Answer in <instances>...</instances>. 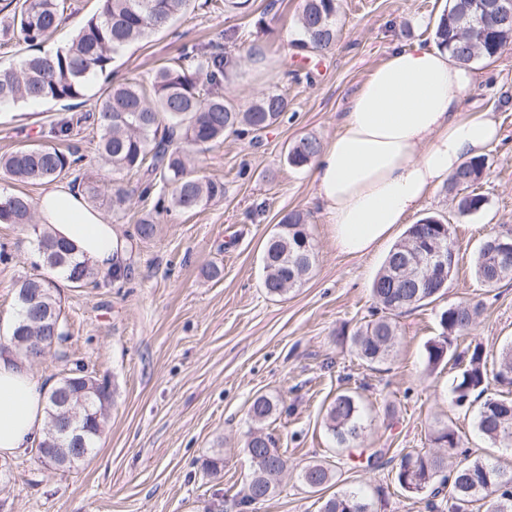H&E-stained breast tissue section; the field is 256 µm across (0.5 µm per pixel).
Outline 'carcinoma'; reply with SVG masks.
Segmentation results:
<instances>
[{"instance_id": "obj_1", "label": "carcinoma", "mask_w": 512, "mask_h": 512, "mask_svg": "<svg viewBox=\"0 0 512 512\" xmlns=\"http://www.w3.org/2000/svg\"><path fill=\"white\" fill-rule=\"evenodd\" d=\"M98 7L85 24L63 47L53 52L41 50L49 34L61 25L68 0H22L0 30L17 35L31 53L14 69L0 70V107L26 103H54L66 116L50 129L49 136L65 141L74 130L93 125L100 130L97 157L113 174L110 188L93 182L82 187L88 202L104 207L107 216L119 219L130 209L133 197L153 199L150 215L136 224L142 239L156 232L158 216L173 209L192 211L204 203L224 197V183L204 178L192 168L193 156L224 142V138L249 137L258 142L262 134L281 123L288 101L281 93H266L246 109L236 106L225 94L235 59L217 42L185 44L180 55L152 71L142 82L113 79V63L127 46L144 41L168 29L195 6L196 0H97ZM495 0H447L433 36L436 45L448 52L449 60L471 66L500 54L512 43V25L502 26L486 13ZM337 0H302L297 17L298 38L294 45L302 50L322 52L336 41ZM104 78L94 108L73 111L74 102L89 100L95 80ZM321 141L306 135L291 143L286 159L290 166L302 168L318 156ZM84 160L73 150L56 145L23 144L0 156V170L11 179L26 184H42L71 175ZM487 169V159L464 162L449 178L445 191L456 213L471 216L481 212L487 200L477 192ZM128 174L140 176L136 188L121 186ZM0 224H20L37 244L51 246L39 252L42 265L51 273L64 275L73 288L94 283L95 268L77 259L72 248L50 235L37 223L34 207L25 194L0 201ZM432 237L421 249L436 244L453 247V225L445 218L428 216L410 225L395 243L371 285V294L381 315L359 326L350 342L359 360L369 367L385 362L398 336L397 317L402 313L436 301L448 288L443 279L427 288H401L393 284L395 266L416 259L413 243L420 234ZM497 235L481 245L475 274L487 287L512 280V266L494 271L484 261L485 248ZM316 248L299 211L285 214L269 235L262 252L267 295L280 297L300 287L313 272ZM16 300L30 302L38 309L22 334L10 325V342L25 360L41 352L58 349L67 340L61 297L51 277L23 278L16 283ZM483 310L482 304L462 301L439 314L438 339L426 346V370L453 364L458 368L451 384V402L463 407L471 396L482 399L476 413L479 434L494 445L512 448V398L491 392V386H512V345L493 357L475 344L469 357L451 350L453 338L469 333ZM84 367L78 365L63 374L47 393L48 422L44 438L37 443L39 456L53 455L63 463L71 455L72 439L83 441L84 463L94 455L106 420L111 398L107 383L102 393L85 390ZM280 401L258 394L253 397L248 421L253 427L245 433L244 450L251 472L237 505L248 507L273 496L288 469V460L272 433L260 425L282 413ZM73 420L76 434L62 435L61 424ZM323 422L339 448L357 446L365 429L358 397L339 392L327 405ZM432 449L406 453L394 471V481L408 495L425 501L429 512H512V473L487 458L463 459L451 466L448 455L459 448L455 429L443 424L431 430ZM303 484L315 491L336 482L335 466L324 461L306 465ZM321 512H376L374 505L355 491H339L322 504Z\"/></svg>"}]
</instances>
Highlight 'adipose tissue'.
<instances>
[{
	"label": "adipose tissue",
	"mask_w": 512,
	"mask_h": 512,
	"mask_svg": "<svg viewBox=\"0 0 512 512\" xmlns=\"http://www.w3.org/2000/svg\"><path fill=\"white\" fill-rule=\"evenodd\" d=\"M479 81L474 67L425 42L394 43L368 74L316 159V195L340 254L373 253L461 163L491 149L499 138L493 113L461 109ZM38 216L102 271L129 254L128 239L71 187L46 186ZM46 421L44 388L10 344L0 345V456L41 440Z\"/></svg>",
	"instance_id": "1"
}]
</instances>
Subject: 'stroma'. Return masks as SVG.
<instances>
[{"mask_svg": "<svg viewBox=\"0 0 512 512\" xmlns=\"http://www.w3.org/2000/svg\"><path fill=\"white\" fill-rule=\"evenodd\" d=\"M301 3L198 7L173 31L116 60L119 76L141 79L182 44L218 40L237 64L227 96L245 107L274 90L286 96L288 110L260 144L231 136L196 155L198 173L223 183V199L161 217L147 241L137 239L135 224L152 204L133 203L116 224L132 241L127 277L102 275L94 288H72L57 278L69 338L61 354L31 365L32 376L50 385L81 364L108 383L112 401L89 463L53 470L32 448L7 457L0 512H319L329 490L311 491L299 477L314 460L336 465L337 489L363 491L377 512H426L424 502L395 486L391 470L402 454L428 447L429 432L443 422L452 424L471 456H493L512 469V449L494 447L478 433L476 407L452 405V371L425 370V346L440 333V312L463 300L483 302L485 310L453 350L479 343L494 352L512 342V281L490 288L474 272L486 235L512 229V44L477 63L482 80L462 104L467 112L493 113L501 125L480 185L488 204L460 217L445 189L425 201L421 216L442 215L452 223L457 265L441 299L398 317L390 361L373 371L336 333L370 320L371 283L388 250L362 258L337 252L315 197L313 169L289 166L287 148L307 134L324 143L333 139L351 97L394 40L432 42L446 0H340L338 37L320 53L292 44ZM255 44L270 62L261 73L248 62ZM61 116L53 104L0 112V154L45 142ZM292 210L307 217L316 266L302 287L271 297L262 286V246ZM25 236L20 226L0 224V336L17 313L15 281L38 271ZM214 265L222 271L216 279L209 275ZM355 387L365 430L360 448H340L322 416L337 392ZM258 393L281 397L288 409L268 426L288 469L272 497L240 507L237 495L251 470L243 448L247 409ZM364 447L383 455L367 464ZM217 451L224 470L213 477L204 463Z\"/></svg>", "mask_w": 512, "mask_h": 512, "instance_id": "1", "label": "stroma"}]
</instances>
